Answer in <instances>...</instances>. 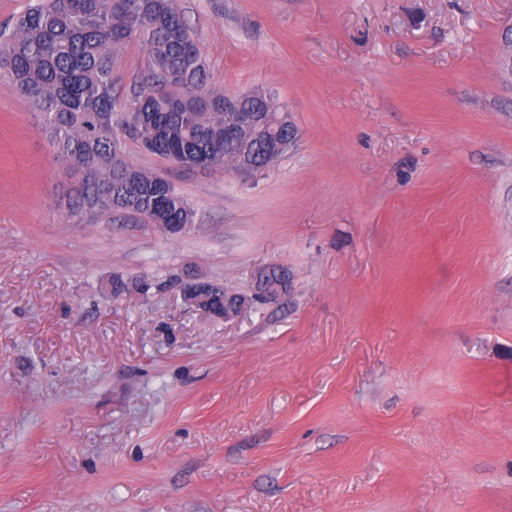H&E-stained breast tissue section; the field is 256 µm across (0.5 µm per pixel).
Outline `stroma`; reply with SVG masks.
Segmentation results:
<instances>
[{"mask_svg": "<svg viewBox=\"0 0 512 512\" xmlns=\"http://www.w3.org/2000/svg\"><path fill=\"white\" fill-rule=\"evenodd\" d=\"M179 4L297 140L241 176L120 137L192 226L76 223L0 83V512H512V0ZM148 75L125 43L117 103ZM272 267L232 320L182 299Z\"/></svg>", "mask_w": 512, "mask_h": 512, "instance_id": "1", "label": "stroma"}]
</instances>
